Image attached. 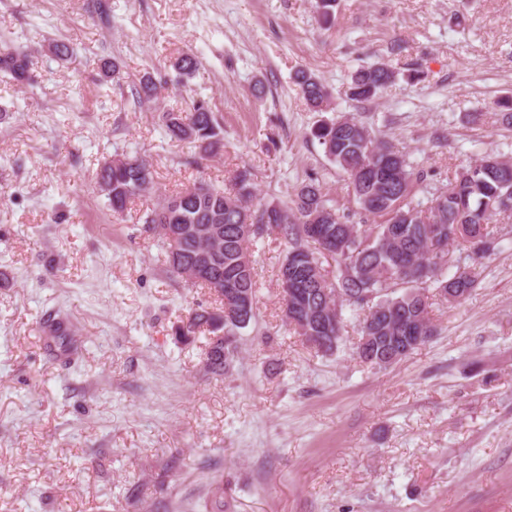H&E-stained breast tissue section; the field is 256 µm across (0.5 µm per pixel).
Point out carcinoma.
<instances>
[{
	"instance_id": "carcinoma-1",
	"label": "carcinoma",
	"mask_w": 512,
	"mask_h": 512,
	"mask_svg": "<svg viewBox=\"0 0 512 512\" xmlns=\"http://www.w3.org/2000/svg\"><path fill=\"white\" fill-rule=\"evenodd\" d=\"M200 60L182 55L174 62L183 77L196 74ZM397 72L383 62L362 66L351 74L349 99L371 102L392 84ZM293 80L312 112L331 111V95L314 74L298 69ZM0 81L17 86L35 83L28 54L9 45L0 48ZM156 84L149 75L135 89L138 102L153 100ZM166 135L174 140L199 143L207 155L222 145L223 132L210 106L197 102L187 113H162ZM312 137L326 156L350 181L362 223L339 213L328 203L317 178L300 183L292 206L253 204L250 174L243 170L233 193L208 184L187 187L163 199L147 213L144 223L184 224L193 229L179 242L180 264L191 268L202 253L213 256L206 276L197 285L231 282L249 295L248 310L240 320H224L201 309L176 326L175 334L189 340L207 335L208 368L228 369L237 353L236 336L254 319L256 272L245 232L246 220L260 231L274 232L290 249L281 265L288 271V287L297 295L288 311V325L300 336H322L319 351L337 348L343 331V306L365 311L360 322L359 358L372 366L390 367L412 354L419 344L409 341L414 331L427 342L437 333L430 316L429 288L453 305L478 286L482 261L494 255L499 239L489 228L492 220L512 219V161L487 153L457 171L448 185L433 193L430 206L419 208L412 189L422 177L406 154L354 116L322 119ZM100 191L112 211L121 213L136 196L154 187L153 173L138 155L107 159L96 173ZM463 247L473 264L448 274L450 249ZM334 262V272L324 267ZM334 293L339 308L331 311L325 293ZM224 333V344L214 336ZM49 339L70 356L78 353L79 337L64 323L49 326Z\"/></svg>"
}]
</instances>
